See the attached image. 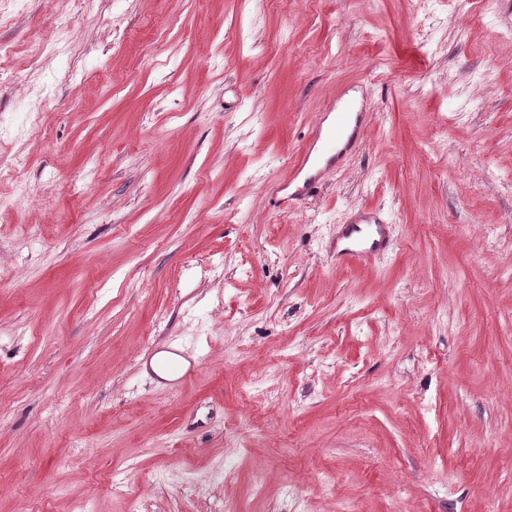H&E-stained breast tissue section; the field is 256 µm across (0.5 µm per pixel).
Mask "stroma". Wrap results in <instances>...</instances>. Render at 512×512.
<instances>
[{
  "instance_id": "35a3bbf8",
  "label": "stroma",
  "mask_w": 512,
  "mask_h": 512,
  "mask_svg": "<svg viewBox=\"0 0 512 512\" xmlns=\"http://www.w3.org/2000/svg\"><path fill=\"white\" fill-rule=\"evenodd\" d=\"M0 11V512H512V0ZM361 208L393 247L336 266ZM78 2L79 5H76L75 0L50 1L58 28L67 29L75 26L77 17L79 16V9L77 8H86L89 6V0H78ZM336 143V133L324 132L323 124L317 125L309 134L305 144L298 150L292 167L288 171V176L278 182L274 191L276 196L283 190L289 188L297 181L306 170H309L314 164L316 151L331 152ZM320 144V146H318Z\"/></svg>"
}]
</instances>
